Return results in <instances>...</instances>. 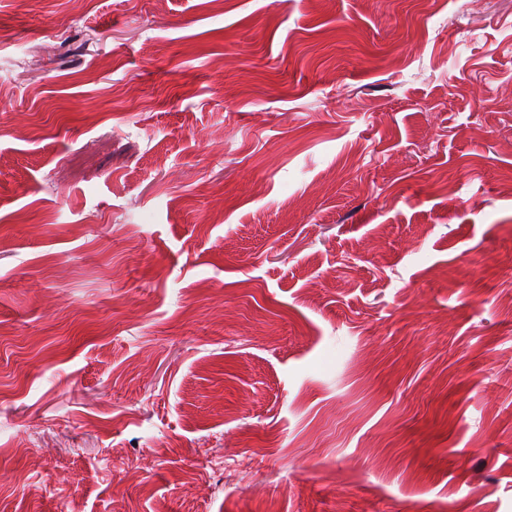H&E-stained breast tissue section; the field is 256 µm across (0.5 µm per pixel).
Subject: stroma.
<instances>
[{
    "instance_id": "35a3bbf8",
    "label": "stroma",
    "mask_w": 512,
    "mask_h": 512,
    "mask_svg": "<svg viewBox=\"0 0 512 512\" xmlns=\"http://www.w3.org/2000/svg\"><path fill=\"white\" fill-rule=\"evenodd\" d=\"M466 2L0 0V512H512Z\"/></svg>"
}]
</instances>
